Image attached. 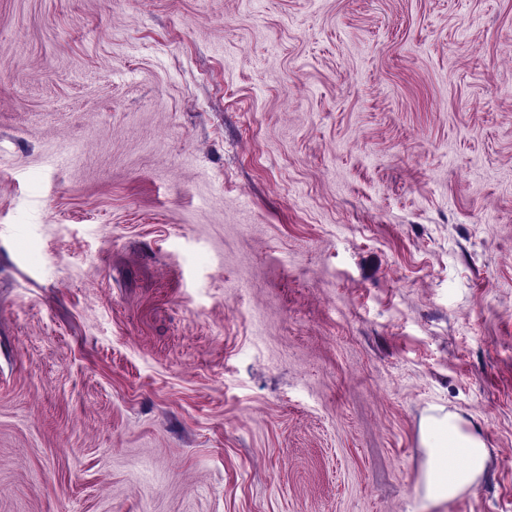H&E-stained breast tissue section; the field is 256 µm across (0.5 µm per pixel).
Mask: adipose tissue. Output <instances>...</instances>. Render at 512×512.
<instances>
[{"instance_id": "ef3b65f1", "label": "adipose tissue", "mask_w": 512, "mask_h": 512, "mask_svg": "<svg viewBox=\"0 0 512 512\" xmlns=\"http://www.w3.org/2000/svg\"><path fill=\"white\" fill-rule=\"evenodd\" d=\"M421 444L426 450L422 482L430 499L454 498L473 485L485 467L482 440L464 432L452 415L428 416L421 427Z\"/></svg>"}]
</instances>
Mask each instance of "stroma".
<instances>
[{
    "label": "stroma",
    "instance_id": "35a3bbf8",
    "mask_svg": "<svg viewBox=\"0 0 512 512\" xmlns=\"http://www.w3.org/2000/svg\"><path fill=\"white\" fill-rule=\"evenodd\" d=\"M0 512H512V0H0ZM421 444L426 450L422 482L430 499L454 498L462 489L473 485L484 470L487 448L476 435L464 432L450 414H433L424 420ZM448 457L464 463L448 471Z\"/></svg>",
    "mask_w": 512,
    "mask_h": 512
}]
</instances>
